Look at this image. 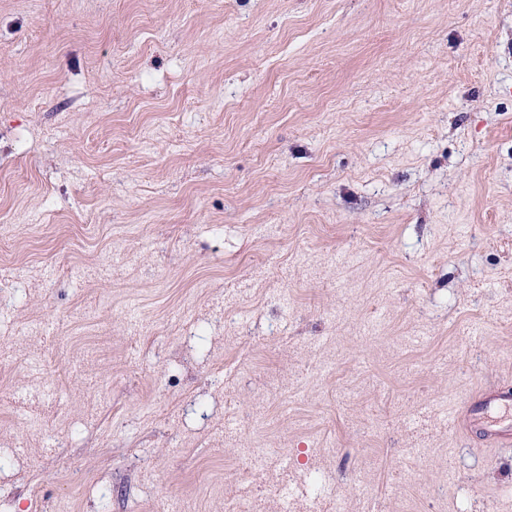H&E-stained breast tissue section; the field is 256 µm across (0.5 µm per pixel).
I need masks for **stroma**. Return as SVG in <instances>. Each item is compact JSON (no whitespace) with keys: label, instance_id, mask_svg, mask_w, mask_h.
I'll use <instances>...</instances> for the list:
<instances>
[{"label":"stroma","instance_id":"stroma-1","mask_svg":"<svg viewBox=\"0 0 512 512\" xmlns=\"http://www.w3.org/2000/svg\"><path fill=\"white\" fill-rule=\"evenodd\" d=\"M512 0H0V512H512ZM461 429L469 440L479 435L490 449L512 447V390L488 386L467 401L459 414Z\"/></svg>","mask_w":512,"mask_h":512}]
</instances>
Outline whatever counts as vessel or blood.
Masks as SVG:
<instances>
[{"label": "vessel or blood", "instance_id": "1", "mask_svg": "<svg viewBox=\"0 0 512 512\" xmlns=\"http://www.w3.org/2000/svg\"><path fill=\"white\" fill-rule=\"evenodd\" d=\"M464 435H479L490 448L512 447V390L489 386L459 414Z\"/></svg>", "mask_w": 512, "mask_h": 512}]
</instances>
